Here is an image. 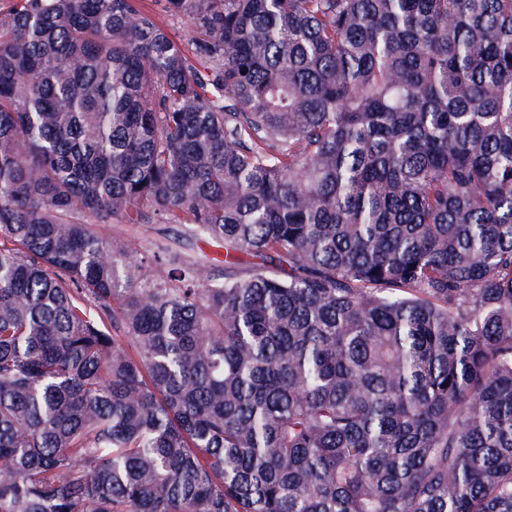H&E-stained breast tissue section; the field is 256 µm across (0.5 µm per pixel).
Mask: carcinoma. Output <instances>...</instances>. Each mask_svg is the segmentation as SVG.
<instances>
[{"mask_svg": "<svg viewBox=\"0 0 512 512\" xmlns=\"http://www.w3.org/2000/svg\"><path fill=\"white\" fill-rule=\"evenodd\" d=\"M163 11L0 0V512H512V0ZM101 232L117 246H124L138 256H147L164 234L177 237L181 234V224H100Z\"/></svg>", "mask_w": 512, "mask_h": 512, "instance_id": "1", "label": "carcinoma"}]
</instances>
